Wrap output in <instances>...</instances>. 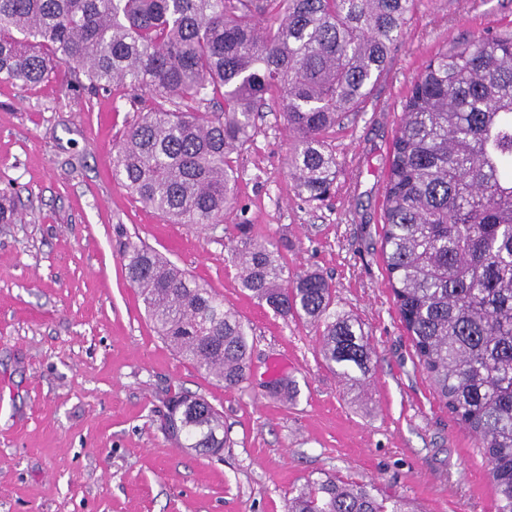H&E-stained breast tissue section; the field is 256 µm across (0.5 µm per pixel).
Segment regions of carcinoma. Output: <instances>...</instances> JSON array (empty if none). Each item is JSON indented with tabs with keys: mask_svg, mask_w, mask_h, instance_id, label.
<instances>
[{
	"mask_svg": "<svg viewBox=\"0 0 512 512\" xmlns=\"http://www.w3.org/2000/svg\"><path fill=\"white\" fill-rule=\"evenodd\" d=\"M419 0H0V79L32 87L64 68L83 90L127 86L158 105L114 143L113 174L173 224H219L235 203L255 116L282 107L297 194L336 177L328 134L360 108ZM222 101L220 112H202ZM383 258L419 365L486 459L512 512V32L439 52L403 104L384 194ZM240 288L312 324L327 366L352 386L374 369L362 323L334 309L320 272L286 274L288 242L234 226ZM123 259L159 336L227 388L248 380L246 330L224 296L146 245ZM165 429L207 455L224 420L168 394ZM288 512H412L336 476L309 480Z\"/></svg>",
	"mask_w": 512,
	"mask_h": 512,
	"instance_id": "obj_1",
	"label": "carcinoma"
}]
</instances>
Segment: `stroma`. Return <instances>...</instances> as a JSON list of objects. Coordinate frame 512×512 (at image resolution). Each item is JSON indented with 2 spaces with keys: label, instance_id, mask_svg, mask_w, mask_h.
<instances>
[{
  "label": "stroma",
  "instance_id": "35a3bbf8",
  "mask_svg": "<svg viewBox=\"0 0 512 512\" xmlns=\"http://www.w3.org/2000/svg\"><path fill=\"white\" fill-rule=\"evenodd\" d=\"M512 31V0H419L361 112L329 139L338 162L325 201L299 197L281 110L258 119L237 160V205L219 224H172L112 176V146L139 103L120 85L74 91L59 73L0 80V512H287L328 474L401 497L418 512H497L488 465L439 400L399 318L382 254L383 195L405 97L426 62ZM287 238L290 272L332 281L377 355L351 389L324 364L310 324L243 291L227 230ZM146 243L223 294L250 347L248 380L227 389L158 337L122 259ZM291 378L294 396L265 386ZM204 396L226 447L201 456L162 427L163 398Z\"/></svg>",
  "mask_w": 512,
  "mask_h": 512
}]
</instances>
